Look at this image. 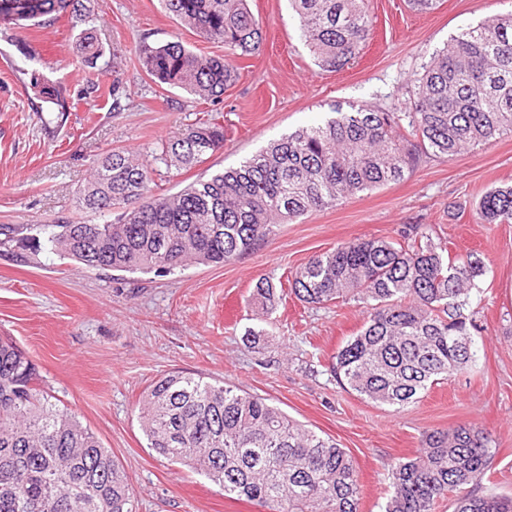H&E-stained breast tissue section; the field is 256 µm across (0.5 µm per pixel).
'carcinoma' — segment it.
Listing matches in <instances>:
<instances>
[{
	"label": "carcinoma",
	"mask_w": 512,
	"mask_h": 512,
	"mask_svg": "<svg viewBox=\"0 0 512 512\" xmlns=\"http://www.w3.org/2000/svg\"><path fill=\"white\" fill-rule=\"evenodd\" d=\"M200 37L224 43L205 56L181 41L136 49L156 82L217 101L238 78L236 59L261 49L260 20L247 0H162ZM301 37L325 70L362 53L372 21L365 0H289ZM79 0H0V22L39 24ZM78 53H101L83 33ZM413 111L360 108L302 126L237 168L174 193L151 187V168L113 150L78 193L100 224H1L0 247L27 263L48 250L89 268L166 276L192 264L239 259L295 217L336 206L350 194L401 180L431 160H452L474 145L512 133V13L454 36L414 79ZM51 112L66 111L60 88L38 90ZM224 147V126L210 119L169 139L160 160L191 167ZM480 224H512V186L477 203ZM480 259L452 256L412 224L395 240H357L312 256L287 278L291 293L317 306L356 301L364 323L332 357L343 388L400 410L429 387L477 360L468 313ZM265 315L281 301L257 282ZM26 354L0 336V512H136L128 476L99 437L50 393L36 387ZM147 447L219 484L224 496L267 512H360L352 456L336 440L288 417L268 399L178 371L159 377L138 406ZM491 437L474 425L437 429L417 455L390 465L383 512H435L456 494L454 512H512V497L458 494L490 480Z\"/></svg>",
	"instance_id": "cac0c4a2"
}]
</instances>
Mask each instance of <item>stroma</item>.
I'll return each instance as SVG.
<instances>
[{
  "label": "stroma",
  "instance_id": "35a3bbf8",
  "mask_svg": "<svg viewBox=\"0 0 512 512\" xmlns=\"http://www.w3.org/2000/svg\"><path fill=\"white\" fill-rule=\"evenodd\" d=\"M81 2L80 14L67 10L41 26L0 25V224L90 222L78 191L95 161L112 150L150 164L154 182L176 192L334 112L410 111V82L432 52L462 29L512 11V0H439L426 14L411 11L407 0H366L370 39L360 57L332 72L315 64L288 0H249L262 49L241 59L237 80L220 100L204 102L153 82L139 68L135 46L143 38L178 39L220 56L223 43L200 38L161 0ZM87 31L102 46L90 63L76 50ZM38 83L63 89L65 114L43 111ZM212 116L224 126L223 149L189 169L159 162L168 138ZM503 184H512L509 132L288 221L229 264L154 276L92 269L48 252L35 264L0 255V336L33 361L38 386L112 451L137 512H258L148 448L138 403L173 370L267 398L291 419L333 436L357 463L361 512H381L391 462L414 457L423 434L459 424L492 437L493 480L466 486V493L511 497L512 224L474 218L481 196ZM408 224L427 225L450 254L474 255L484 265L470 296L475 365L404 409L369 402L341 388L328 368L361 328V307L318 308L292 295L272 314L264 348L250 347L247 331L261 326L252 303L258 280L286 282L314 255L351 241L393 239Z\"/></svg>",
  "mask_w": 512,
  "mask_h": 512
}]
</instances>
